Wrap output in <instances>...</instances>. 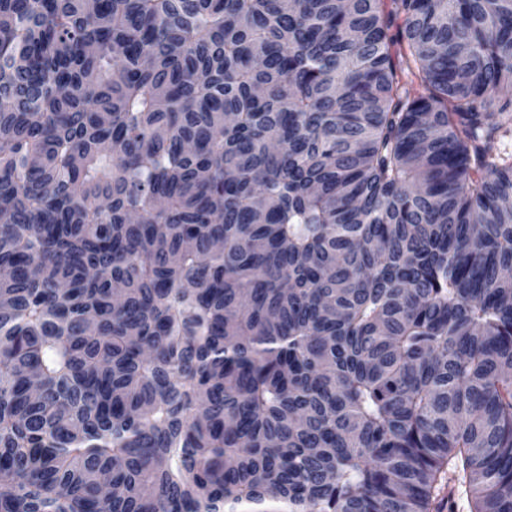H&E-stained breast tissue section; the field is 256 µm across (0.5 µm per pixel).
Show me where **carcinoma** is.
I'll use <instances>...</instances> for the list:
<instances>
[{"mask_svg": "<svg viewBox=\"0 0 512 512\" xmlns=\"http://www.w3.org/2000/svg\"><path fill=\"white\" fill-rule=\"evenodd\" d=\"M512 0H0V512H512Z\"/></svg>", "mask_w": 512, "mask_h": 512, "instance_id": "obj_1", "label": "carcinoma"}]
</instances>
